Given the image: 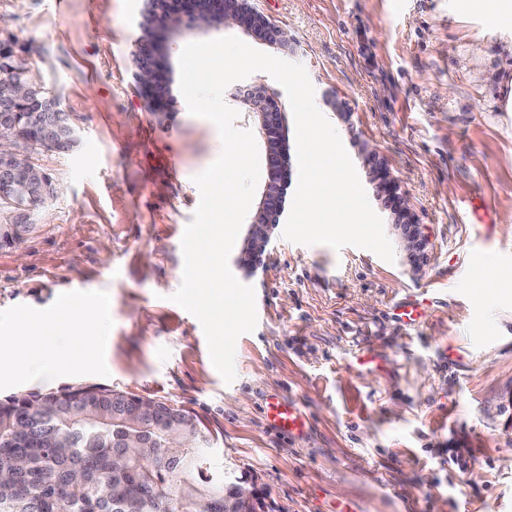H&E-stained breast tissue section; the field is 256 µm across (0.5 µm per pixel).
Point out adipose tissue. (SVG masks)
Segmentation results:
<instances>
[{
	"label": "adipose tissue",
	"mask_w": 512,
	"mask_h": 512,
	"mask_svg": "<svg viewBox=\"0 0 512 512\" xmlns=\"http://www.w3.org/2000/svg\"><path fill=\"white\" fill-rule=\"evenodd\" d=\"M87 319V313L71 303L57 307L52 322L43 323L26 314L13 328H0V372L26 381L56 374L59 363L52 352L56 336L74 335L76 325Z\"/></svg>",
	"instance_id": "ef3b65f1"
}]
</instances>
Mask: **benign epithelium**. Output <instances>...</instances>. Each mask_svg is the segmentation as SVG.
<instances>
[{
    "mask_svg": "<svg viewBox=\"0 0 512 512\" xmlns=\"http://www.w3.org/2000/svg\"><path fill=\"white\" fill-rule=\"evenodd\" d=\"M143 36L134 53L135 78L140 91L158 110L173 101L167 35L173 31L202 32L238 27L261 41L281 48L293 38L250 5V0H146L142 14ZM0 67L10 78L0 82V207H6L18 231L27 223L33 202L52 196L50 176L30 158L35 142L66 151L77 141L69 114L54 94L34 87V80L15 43L0 40ZM240 99L258 120L265 145L266 178L243 248L236 259L239 268L255 274L270 249L276 227L288 209L289 147L285 112L275 94L265 88H245ZM369 174L379 192L392 200L391 228L413 271L431 260L430 242L418 224L409 197L400 192L386 162L374 148H366Z\"/></svg>",
    "mask_w": 512,
    "mask_h": 512,
    "instance_id": "benign-epithelium-1",
    "label": "benign epithelium"
}]
</instances>
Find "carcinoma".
<instances>
[{
	"mask_svg": "<svg viewBox=\"0 0 512 512\" xmlns=\"http://www.w3.org/2000/svg\"><path fill=\"white\" fill-rule=\"evenodd\" d=\"M126 393L67 388L0 400V512H224L241 481L210 471L195 418L132 419ZM150 448L121 453L124 439Z\"/></svg>",
	"mask_w": 512,
	"mask_h": 512,
	"instance_id": "1",
	"label": "carcinoma"
}]
</instances>
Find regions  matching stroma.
Listing matches in <instances>:
<instances>
[{"instance_id": "stroma-1", "label": "stroma", "mask_w": 512, "mask_h": 512, "mask_svg": "<svg viewBox=\"0 0 512 512\" xmlns=\"http://www.w3.org/2000/svg\"><path fill=\"white\" fill-rule=\"evenodd\" d=\"M288 30L315 103L338 131L375 212L392 217L365 146L386 159L432 246L422 271L277 237L258 274V323L237 377L214 369L199 321L172 302L193 178L220 154L182 94L151 110L134 80L144 0H0V39L55 92L77 132L35 153L56 191L0 247V328L51 315L61 293L109 333L59 340L78 365L0 399L100 386L196 416L215 472L273 512H512V427L489 413L512 392V45L469 0H252ZM427 301L412 328L398 303ZM279 398L301 433L266 419Z\"/></svg>"}]
</instances>
